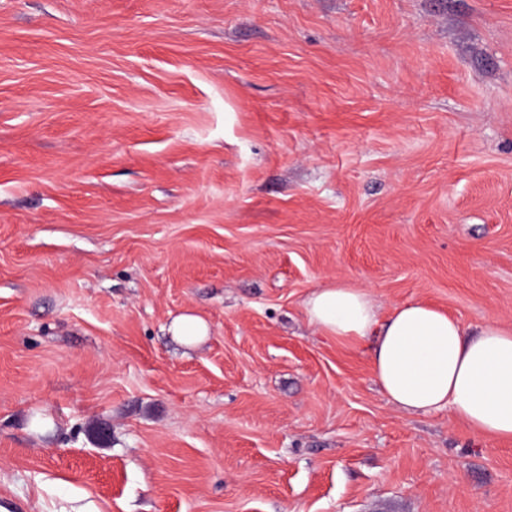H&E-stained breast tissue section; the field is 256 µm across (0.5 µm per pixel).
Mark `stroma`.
Segmentation results:
<instances>
[{
    "mask_svg": "<svg viewBox=\"0 0 512 512\" xmlns=\"http://www.w3.org/2000/svg\"><path fill=\"white\" fill-rule=\"evenodd\" d=\"M334 280L512 328V0H0V512H512ZM174 336H179L187 343H192L206 336L208 327L205 321L193 314H183L177 317L171 326Z\"/></svg>",
    "mask_w": 512,
    "mask_h": 512,
    "instance_id": "obj_1",
    "label": "stroma"
}]
</instances>
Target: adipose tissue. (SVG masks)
Instances as JSON below:
<instances>
[{
    "label": "adipose tissue",
    "mask_w": 512,
    "mask_h": 512,
    "mask_svg": "<svg viewBox=\"0 0 512 512\" xmlns=\"http://www.w3.org/2000/svg\"><path fill=\"white\" fill-rule=\"evenodd\" d=\"M304 309L324 335L372 341L374 378L399 409H448L482 436L512 440V330L488 324L470 334L422 302L383 313L366 289L345 282L315 289Z\"/></svg>",
    "instance_id": "1"
}]
</instances>
